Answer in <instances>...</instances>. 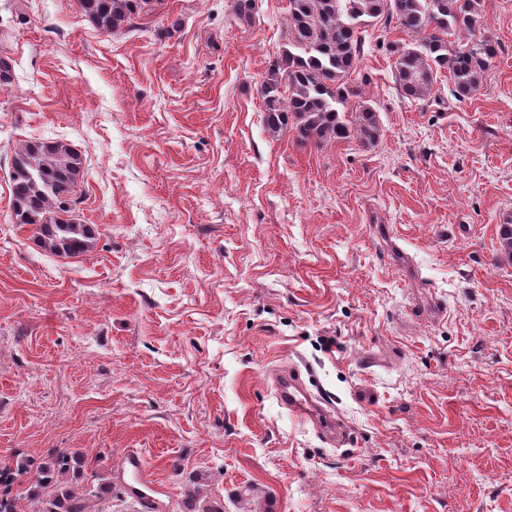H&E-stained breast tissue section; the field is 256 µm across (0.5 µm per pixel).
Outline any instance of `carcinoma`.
I'll use <instances>...</instances> for the list:
<instances>
[{
  "mask_svg": "<svg viewBox=\"0 0 512 512\" xmlns=\"http://www.w3.org/2000/svg\"><path fill=\"white\" fill-rule=\"evenodd\" d=\"M153 0H78L81 15L105 33L131 24ZM482 0H289L288 49L261 84L265 123L271 132L290 128L305 141L322 143L354 137L374 144L381 135L377 109L362 102L345 108L357 96L349 79L355 73L362 41L360 29L383 20L411 37L387 44L395 79L413 100L430 97L442 72L459 99L480 91L493 67L497 44L480 32ZM457 36L466 42L456 43ZM83 157L70 144L30 140L12 159L11 209L16 224L33 228L40 245L61 257L86 251L93 229L73 219ZM79 453L59 450L39 461L17 457L0 464V512H103L99 500L112 484L85 490L74 475L89 468ZM28 486L16 493L19 476Z\"/></svg>",
  "mask_w": 512,
  "mask_h": 512,
  "instance_id": "cac0c4a2",
  "label": "carcinoma"
}]
</instances>
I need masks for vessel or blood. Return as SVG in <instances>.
I'll use <instances>...</instances> for the list:
<instances>
[{"label": "vessel or blood", "mask_w": 512, "mask_h": 512, "mask_svg": "<svg viewBox=\"0 0 512 512\" xmlns=\"http://www.w3.org/2000/svg\"><path fill=\"white\" fill-rule=\"evenodd\" d=\"M274 389L280 403L297 418L313 422L327 442L340 444L345 441L342 421L324 401L307 389L299 370H278L274 375ZM118 473L128 478L130 490L148 512L158 506V497L163 494L164 487L146 475L144 459L138 451L126 453Z\"/></svg>", "instance_id": "obj_1"}]
</instances>
